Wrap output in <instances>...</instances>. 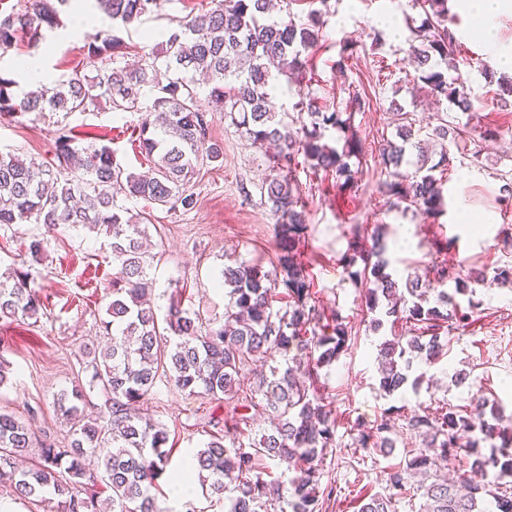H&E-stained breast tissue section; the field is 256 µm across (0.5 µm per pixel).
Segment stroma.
Here are the masks:
<instances>
[{"mask_svg":"<svg viewBox=\"0 0 512 512\" xmlns=\"http://www.w3.org/2000/svg\"><path fill=\"white\" fill-rule=\"evenodd\" d=\"M207 8L208 0H161L158 10L121 31L128 56H136L147 45L151 32L176 28L185 16ZM317 8L324 20L323 37L311 51L313 60L306 73L313 90L342 102L354 91L365 96L351 120L363 147L356 190L337 191L331 179L304 165L295 173L308 200L303 259L312 291L325 312H340L354 336L349 349L323 368L317 381L337 422L336 445L324 462L321 484L340 492L338 501L322 512H358L365 497L387 492L392 467L403 461L404 449L419 447L421 440L399 419L390 432L396 448L385 456L354 448L357 424L373 423L391 411L400 415L445 403L463 409L476 395L512 412V286H476L474 317L464 332L449 335L447 356L428 370L418 389L386 397L378 390L376 346L390 337L391 327L370 330L363 292L338 265L353 233L367 234L380 225L390 246V266L403 276L425 274L434 261L445 264L452 275L464 267L489 274L512 267V241L505 239L512 230V196L502 190L505 183H512V105L496 103L499 80L512 78V73L495 62L496 53L512 51V11L493 19L495 43L489 46L476 36L462 0H449L451 47L455 58L464 62L471 100L470 112L458 121L468 125L473 135L448 147L447 208L432 220L389 208L380 191L384 176L379 144L396 133L392 103L409 107L417 129L435 127L442 115L422 86L411 91L395 86L412 71L406 39L419 10L412 8L411 0H293L289 6L302 20ZM387 16L400 35L395 38L387 32L381 43H374L376 20ZM347 43L353 56L347 71L340 74L332 63ZM47 44L38 61L49 78L75 70L94 74L93 59L82 51L83 34L60 28ZM140 123L137 113L107 110L68 116L33 113L17 122L0 116V149L48 166L54 162L55 141L61 134L88 135L111 146L123 168L141 173L149 163L138 148ZM489 128L493 137L481 139V132ZM210 137L223 147L224 160L201 167L191 179L193 209L170 211L141 198L129 200L128 205L150 221L152 300L158 311H165L170 294L176 293L186 309L220 321L225 304L221 270L232 260L272 270L277 263L276 219L261 202L260 186L270 173L262 150L219 113L211 119ZM463 210L473 216L472 224L460 223ZM36 239L42 240L44 249L35 257L29 245ZM445 240L449 248L436 250V243ZM16 269L28 272L43 309L35 321L0 320V358L9 364L8 381L0 387V409L31 424L38 443L61 446L70 441L69 428L54 399L86 382L85 367L92 352L104 349L107 342L102 322L115 273L110 249L105 238L85 229L14 224L0 229V274ZM460 371L466 380L458 384L452 376ZM140 408L169 433L172 453L167 470L172 473L211 435L223 433L232 405L184 394L161 376Z\"/></svg>","mask_w":512,"mask_h":512,"instance_id":"1","label":"stroma"}]
</instances>
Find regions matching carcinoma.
<instances>
[{"label":"carcinoma","instance_id":"obj_1","mask_svg":"<svg viewBox=\"0 0 512 512\" xmlns=\"http://www.w3.org/2000/svg\"><path fill=\"white\" fill-rule=\"evenodd\" d=\"M76 0H23L20 11L0 16V55L25 42L37 48ZM112 23L127 27L154 11L158 0H98ZM212 7L178 24L160 43L143 53L135 65L122 63L124 42L98 30L89 33L80 50L97 61L96 75L74 71L51 85L17 93V80L0 74V115L22 118L33 112H91L106 104L115 112H143L139 146L153 163L154 175L126 171L112 147L83 143L75 135L58 137L55 165L36 170L18 155L0 151V228L12 224L83 228L107 239L112 264V300L106 307L110 344L93 358L89 388L105 398L106 412L96 419L84 415L86 388L61 393L56 405L73 439L67 448L44 445L40 461L26 469L17 459L32 447L35 433L22 421L0 411V485L32 502L54 500L55 512H167L158 502V480L166 471L170 450L167 429L135 410L158 373L189 395L222 396L236 401L224 434L213 435L190 460L193 473L224 500L226 512H321L334 489H321L323 462L335 446L336 417L315 382L319 370L348 350L352 327L340 315L327 318L313 301L301 259L307 224V201L290 176L303 156L313 173L333 179L340 191L351 190L359 170L352 169L358 143L347 134L350 118L322 105L300 78L309 59L306 51L322 37L321 13L312 10L307 22L291 15L270 14L269 0H211ZM424 13L408 56L415 78L423 82L448 112H468L466 79L453 62L448 45V0H412ZM295 83L297 122L290 124L270 107V92L280 80ZM402 124L396 139H386L379 155L388 175L382 193L391 208L420 212L436 219L445 211L444 182L434 171L448 166V140L462 129L440 119L413 141L409 112L393 104ZM224 117L253 145L277 147L273 174L260 188L261 201L277 216L275 237L280 271L271 275L257 265L225 266L228 288L224 322L205 328L200 315L185 309L176 295L163 315L147 301L153 290L151 261L143 250L147 218L121 203L144 198L161 207L193 205L188 185L197 168L223 160V149L211 141V113ZM440 146V160L418 164L402 174L407 154L421 143ZM386 240L381 227L369 236L353 234L339 258L343 275L361 288L370 312L409 323L406 334L382 341L377 348L379 384L386 395L407 383L417 387L426 371L410 377L413 365L431 367L445 355L447 334L462 330L478 304L467 299L462 310L456 296L474 293L471 283L484 277L453 278L448 269L430 267L437 287L418 276L398 277L388 271ZM28 273L0 275V319L38 318L43 303L29 286ZM285 305L276 309L274 303ZM285 364L274 366L276 355ZM251 372L249 390L241 386ZM266 414L272 427L252 437L249 411ZM406 427L423 437L421 448L405 452V467L389 475V493L372 495L358 512H396L394 502L417 482L418 512H512V416L487 399L477 398L470 410L443 406L436 413L404 416ZM391 419L360 425L357 448L391 453L385 433ZM471 461L470 472L484 478L468 484V474L448 477V465ZM268 459L293 469L288 498L283 482L264 478L260 462ZM101 482L110 494L82 495V480Z\"/></svg>","mask_w":512,"mask_h":512}]
</instances>
